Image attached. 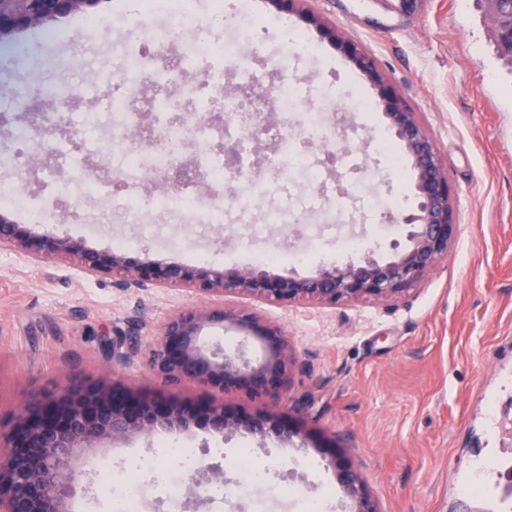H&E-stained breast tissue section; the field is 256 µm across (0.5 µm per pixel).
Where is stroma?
I'll use <instances>...</instances> for the list:
<instances>
[{
  "instance_id": "stroma-1",
  "label": "stroma",
  "mask_w": 512,
  "mask_h": 512,
  "mask_svg": "<svg viewBox=\"0 0 512 512\" xmlns=\"http://www.w3.org/2000/svg\"><path fill=\"white\" fill-rule=\"evenodd\" d=\"M252 14L271 25L245 43L243 53L264 86L300 80L311 96H328L329 111L347 118L328 146L303 143L315 180L282 178L244 222L193 223L190 213L151 210L133 214L128 188L86 195L66 187L77 168H124V148H144L140 135L114 142L95 129L97 149L82 154L71 134H52L56 150L44 166L25 173L15 159L14 132L49 127L48 113L17 108L24 94L62 83L77 88L64 111L72 122L108 111L109 78L125 73L132 38L150 43L168 17L117 10L102 0L103 27L72 14L48 27L19 33L0 54V183L15 187L42 221L7 208L36 231L84 239L88 247L122 250L134 257L186 265L239 264L251 254L288 247L312 253L311 262L273 265L276 274H312L322 264L351 259L342 239L357 237L375 258L390 255L403 239L387 220L385 202L402 195L413 208L412 178H400L370 145L388 123L376 108L374 88L340 51L297 16L272 14L266 0H249ZM305 7L373 57L387 81L417 112L445 162L455 194L460 231L448 258L404 300H364L336 307L313 302L290 306L257 303L229 294L228 307L248 308L285 331L297 364L275 400L251 402L235 393L206 391L191 383L163 387L148 354L161 326L179 312L205 306L180 287L123 290L117 279L90 275L68 259L34 261L0 249V421L31 399L72 380H117L154 394L224 402L252 412L290 418L302 436L286 445L246 432L228 436L192 428L181 439L192 448H220L225 466L242 447L277 464L270 483L236 499L234 512H298L289 486L320 494L321 512H337L345 498L336 486L327 448L361 472L382 512H512L491 506L484 485L464 488L479 467L512 461V62L497 50L485 0H306ZM299 30L316 55L286 53L283 28ZM319 193L342 201L349 219L336 222L305 210L300 197ZM138 336L139 354L113 370L106 342ZM168 432L109 443L102 457L120 464L140 458L143 470L127 479L141 487L139 512H171L164 472L148 464L169 462ZM233 479V472L225 474ZM116 499L93 466L82 467L73 512H115Z\"/></svg>"
}]
</instances>
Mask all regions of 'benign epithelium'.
Here are the masks:
<instances>
[{
	"mask_svg": "<svg viewBox=\"0 0 512 512\" xmlns=\"http://www.w3.org/2000/svg\"><path fill=\"white\" fill-rule=\"evenodd\" d=\"M99 2L0 0V41L61 16L92 13ZM266 2L276 13L296 15L316 27L336 45L374 87L389 129L405 147L416 208L389 215L391 222L405 228V243H394L390 257L366 256L321 266L305 277L271 274L253 266H190L92 249L81 239L36 232L31 225L18 224L2 213L0 248H15L37 261L70 258L90 274L119 278L126 290L181 286L203 297L243 294L258 303L284 306L303 301L336 306L404 299L448 258V247L458 234L447 167L417 113L405 106L373 58L305 11L303 0ZM491 18L501 40L512 45V0H493ZM237 120L241 138L261 146L262 128L240 115ZM207 325H228L245 339L260 341L266 348L264 358L252 364L221 349L207 353L201 344ZM107 350L115 370L139 353L140 344L135 336H116L107 343ZM148 362L153 374L169 386L192 382L251 400H267L284 387L295 360L280 326L264 321L254 311L218 305L184 310L170 318L160 328ZM158 426L171 432L197 427L218 434L244 429L263 438L273 435L286 444L297 435L289 422L269 414L222 403L181 401L164 393L146 395L116 382H71L29 402L12 416L8 429H0V512H70L67 504L79 477L76 463H86L108 441L149 434ZM331 464L351 512H382L351 463L334 456ZM222 480L220 466L205 462L189 477V485L197 492L205 483Z\"/></svg>",
	"mask_w": 512,
	"mask_h": 512,
	"instance_id": "benign-epithelium-1",
	"label": "benign epithelium"
}]
</instances>
